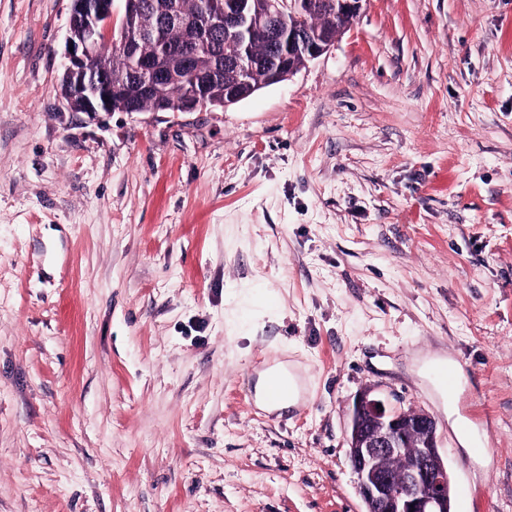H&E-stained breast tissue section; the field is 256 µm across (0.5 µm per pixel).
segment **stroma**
<instances>
[{
	"label": "stroma",
	"mask_w": 512,
	"mask_h": 512,
	"mask_svg": "<svg viewBox=\"0 0 512 512\" xmlns=\"http://www.w3.org/2000/svg\"><path fill=\"white\" fill-rule=\"evenodd\" d=\"M72 6L0 0V512H363L369 384L435 418L453 512H512V0H368L235 106L96 114ZM284 364H279L273 368H270L266 372H264L258 382V390L262 396V400L268 404L269 406L273 408H279V409H288V407H293L298 403L299 400V388H298V381L295 375L289 374L288 371L284 368ZM273 373H282L284 374L290 381L291 388L289 394H287L284 398L281 400L275 402L277 399H279L282 391L283 386L281 381L278 378H274L270 384L269 387V399L272 401L266 399L265 397V389L267 385V381Z\"/></svg>",
	"instance_id": "35a3bbf8"
}]
</instances>
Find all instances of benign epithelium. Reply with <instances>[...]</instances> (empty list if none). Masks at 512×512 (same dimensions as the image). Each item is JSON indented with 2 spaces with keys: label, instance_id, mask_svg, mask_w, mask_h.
<instances>
[{
  "label": "benign epithelium",
  "instance_id": "1",
  "mask_svg": "<svg viewBox=\"0 0 512 512\" xmlns=\"http://www.w3.org/2000/svg\"><path fill=\"white\" fill-rule=\"evenodd\" d=\"M367 0H335L336 14L350 22L360 16ZM314 0H216L204 13L206 23L188 21L169 0L167 20L184 28L188 42L178 48H165L155 56L140 54L142 31L131 35L143 11L141 0H123L122 16H116L112 0H73L66 44L67 62L61 77V91L68 106L78 112L136 111L128 99L130 85L141 95L154 99L156 112H194L209 96L212 77L199 70L194 46L208 32L232 29L236 38L249 44L272 39L276 64L268 70L266 84L274 85L297 72L296 61H313L326 53L335 39L316 32L299 38L296 27L284 16H304ZM120 50L133 65L128 72L94 75L102 47ZM173 79L188 82L183 98L166 101L162 87ZM251 87L247 76L224 94V106L245 99ZM347 443L356 489L365 512H450L453 477L440 452L435 419L424 411L405 410L392 404L375 388L367 387L356 397L348 413ZM409 456L406 467L395 472L384 465L392 456Z\"/></svg>",
  "mask_w": 512,
  "mask_h": 512
}]
</instances>
